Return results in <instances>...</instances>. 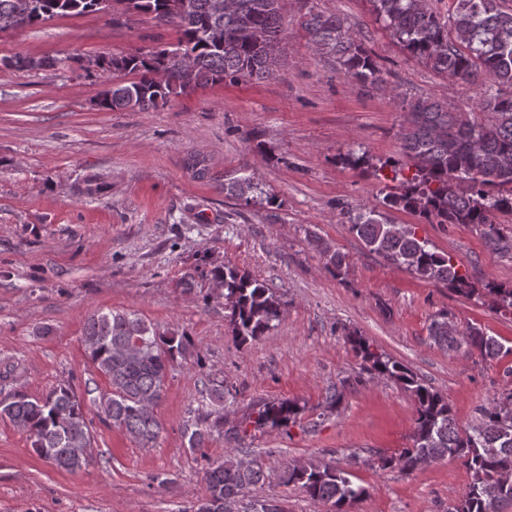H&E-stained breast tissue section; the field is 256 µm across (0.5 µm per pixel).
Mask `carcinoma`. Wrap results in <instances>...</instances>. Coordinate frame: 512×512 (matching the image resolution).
<instances>
[{
  "mask_svg": "<svg viewBox=\"0 0 512 512\" xmlns=\"http://www.w3.org/2000/svg\"><path fill=\"white\" fill-rule=\"evenodd\" d=\"M115 2L177 27L181 38L175 51L192 57L194 72L191 81L182 82L176 65L166 61L168 49L105 59L100 62L103 70L134 74L136 80L107 90L101 98L103 109L145 111L197 86L264 79L275 72L277 57L266 47L281 39L280 0H233L222 12L213 10V0H189L191 10L184 17L173 9L177 0ZM369 2L376 18L409 54L451 78L469 83L482 77L486 85L479 112H457L431 97L403 101L400 151L410 160L413 174L405 175V167L396 162L378 167L363 156H350L351 164L375 176L389 166L393 179H401L403 192L387 194L383 207L407 209L438 224H471L481 229L494 251L512 254V236L492 221L497 212L512 214V13L501 10L499 0H452L445 20L426 0ZM97 12L98 0H0V20L16 17L28 26L56 16ZM304 25L316 48L336 59L344 77L360 84L383 82L380 64L344 30L339 17L310 10ZM224 191L249 202L258 187L252 176L242 175L229 179ZM350 230L386 261L459 293H471L450 257L411 228L392 224L378 208L366 207L350 218ZM214 278L224 287V308L240 345L259 339L280 321L284 302L266 283L231 266L216 269ZM428 335L448 353L465 346L487 362L512 352L476 325L458 329L446 312L431 318ZM83 342L93 367L109 384L97 402L105 419L143 445L155 442L162 425L154 409L163 399L171 362L193 354L188 336L164 332L133 312L110 310L87 318ZM351 342L368 372L399 383L416 404L411 446L379 459L378 468L396 467L411 474L425 458H462L471 482L448 512L512 508V389L483 406L477 423L462 428L448 398L405 364L359 337ZM224 403V386L211 384L201 391L203 415L184 426L190 451L204 452L212 432L223 426ZM297 411L293 401L271 402L259 411L256 423L285 426ZM0 418L26 431L36 453L55 467L74 473L88 462L90 422L70 385L60 384L41 398L9 393L0 399ZM266 478L262 463L243 468L229 452L207 468L206 495L195 512H218L225 500L246 497L241 512H288L284 499L248 497ZM281 479L332 512H357L367 494L351 473L327 463L290 466ZM493 479L509 483V488L490 501L480 495L479 487Z\"/></svg>",
  "mask_w": 512,
  "mask_h": 512,
  "instance_id": "1",
  "label": "carcinoma"
}]
</instances>
